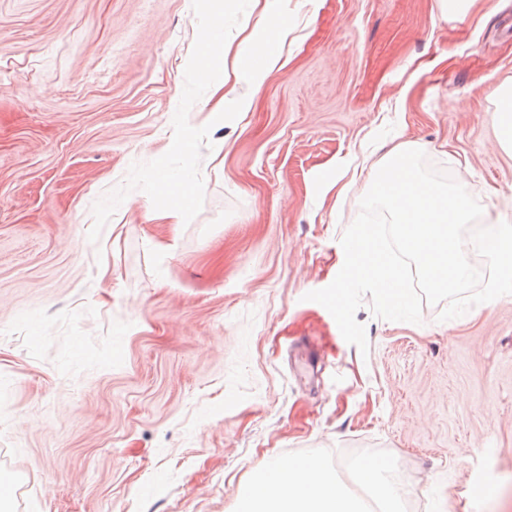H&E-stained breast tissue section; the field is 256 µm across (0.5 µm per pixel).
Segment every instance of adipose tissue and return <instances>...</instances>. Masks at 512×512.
<instances>
[{"mask_svg":"<svg viewBox=\"0 0 512 512\" xmlns=\"http://www.w3.org/2000/svg\"><path fill=\"white\" fill-rule=\"evenodd\" d=\"M248 493L241 512H361L335 476L317 462L277 458L256 479L246 483Z\"/></svg>","mask_w":512,"mask_h":512,"instance_id":"ef3b65f1","label":"adipose tissue"}]
</instances>
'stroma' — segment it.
Returning <instances> with one entry per match:
<instances>
[{
  "label": "stroma",
  "instance_id": "stroma-1",
  "mask_svg": "<svg viewBox=\"0 0 512 512\" xmlns=\"http://www.w3.org/2000/svg\"><path fill=\"white\" fill-rule=\"evenodd\" d=\"M223 74L252 105L211 125L205 202L168 224L132 191L165 153L193 50L192 0H0V512H239L277 457L385 448L426 512H512V295L418 324L360 308L367 351L306 300L344 263L372 181L407 143L512 222L495 92L512 0H250ZM287 29L283 63L243 77ZM488 471L497 492L476 496Z\"/></svg>",
  "mask_w": 512,
  "mask_h": 512
}]
</instances>
